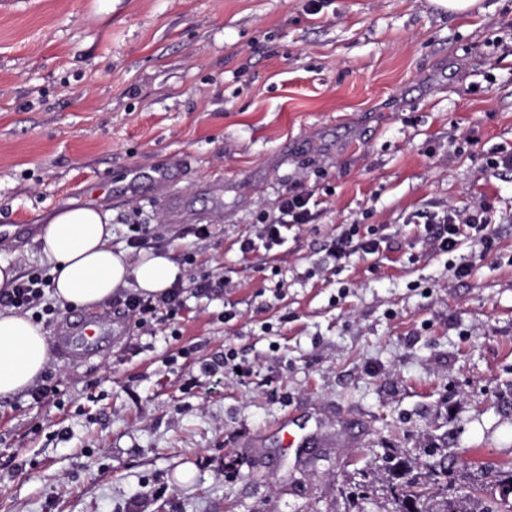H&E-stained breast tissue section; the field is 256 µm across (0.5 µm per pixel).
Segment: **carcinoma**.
<instances>
[{
  "mask_svg": "<svg viewBox=\"0 0 512 512\" xmlns=\"http://www.w3.org/2000/svg\"><path fill=\"white\" fill-rule=\"evenodd\" d=\"M456 465V457L448 455L426 465L427 473L421 477L411 459L386 458L383 471L398 504L396 512H512V465L498 468L499 497L491 499L482 497L474 483L448 492V474L456 473Z\"/></svg>",
  "mask_w": 512,
  "mask_h": 512,
  "instance_id": "carcinoma-1",
  "label": "carcinoma"
}]
</instances>
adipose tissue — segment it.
Returning a JSON list of instances; mask_svg holds the SVG:
<instances>
[{
  "mask_svg": "<svg viewBox=\"0 0 512 512\" xmlns=\"http://www.w3.org/2000/svg\"><path fill=\"white\" fill-rule=\"evenodd\" d=\"M112 227L95 206L58 210L41 227L36 241L47 260L54 298L61 304L91 307L121 288L158 297L180 277V267L161 252L137 259L113 250ZM50 359L41 325L24 315L0 312V397L31 387Z\"/></svg>",
  "mask_w": 512,
  "mask_h": 512,
  "instance_id": "ef3b65f1",
  "label": "adipose tissue"
}]
</instances>
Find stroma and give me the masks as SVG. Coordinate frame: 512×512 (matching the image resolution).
<instances>
[{
    "label": "stroma",
    "instance_id": "1",
    "mask_svg": "<svg viewBox=\"0 0 512 512\" xmlns=\"http://www.w3.org/2000/svg\"><path fill=\"white\" fill-rule=\"evenodd\" d=\"M97 4L0 0V259L45 267L35 237L76 203L107 213L113 250L137 257L146 224L194 262L180 320L141 327L119 289L108 349L51 356L58 403L0 399V512H394L384 456L449 449L493 481L512 461V170L485 159L512 146V0ZM178 160L181 218L165 186L121 180ZM301 191L314 221L242 255ZM486 200L493 249L424 241L419 215ZM346 224L382 250L315 271ZM203 273L228 284L196 293ZM285 416L312 447H284Z\"/></svg>",
    "mask_w": 512,
    "mask_h": 512
}]
</instances>
